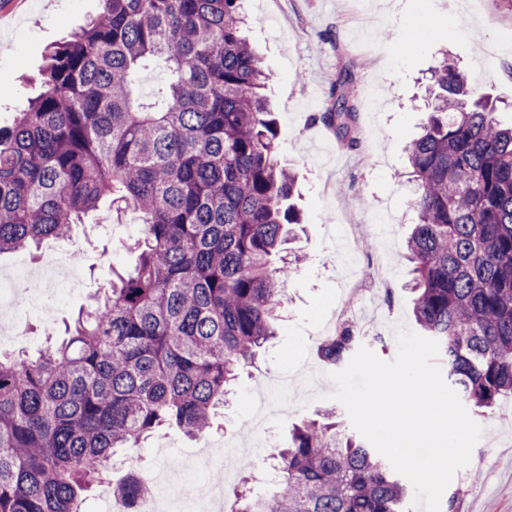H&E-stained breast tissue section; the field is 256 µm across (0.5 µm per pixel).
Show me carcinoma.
I'll use <instances>...</instances> for the list:
<instances>
[{
	"mask_svg": "<svg viewBox=\"0 0 512 512\" xmlns=\"http://www.w3.org/2000/svg\"><path fill=\"white\" fill-rule=\"evenodd\" d=\"M53 46L41 92L0 130V254L70 239L103 207L137 215V263L34 358L0 355V512H78L118 448L176 425L203 435L239 368L275 336L285 254L299 223L277 159L267 75L239 0H102ZM168 79L139 96L142 72ZM434 104L407 149L417 223L407 240L413 313L477 408L512 395V126L443 60ZM318 119L358 146L348 86ZM360 335L318 348L339 367ZM305 421L272 458L270 491L241 486L229 512H403L409 487L340 424ZM129 512L151 488L110 486Z\"/></svg>",
	"mask_w": 512,
	"mask_h": 512,
	"instance_id": "1",
	"label": "carcinoma"
}]
</instances>
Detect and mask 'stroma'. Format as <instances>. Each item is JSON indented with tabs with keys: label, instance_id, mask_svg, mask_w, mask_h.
<instances>
[{
	"label": "stroma",
	"instance_id": "stroma-1",
	"mask_svg": "<svg viewBox=\"0 0 512 512\" xmlns=\"http://www.w3.org/2000/svg\"><path fill=\"white\" fill-rule=\"evenodd\" d=\"M101 8V0H0V128L39 92L47 49ZM241 12L269 77L279 159L296 176L302 217L290 248L303 261L285 285L277 336L240 371L208 437L239 452L238 481L262 492L270 455L287 446L296 424L330 409L348 418L329 397V368L317 354L326 326L356 324L365 347L385 361L397 353L395 326L414 327L406 241L415 212L405 149L425 119L432 70L446 57L498 101L499 120L512 122V9L502 0H242ZM365 25L387 32L383 53L352 40L351 31ZM347 70L360 131L354 149L341 147L316 120ZM101 215L107 227L73 229L93 259L82 288L65 303L50 298L41 311L25 313L28 336L8 352L46 348L97 289L110 285L113 272L134 265V214ZM469 414L483 434L450 484L461 492L455 512H512V397ZM204 441L165 427L135 453L152 469L168 453L203 457Z\"/></svg>",
	"mask_w": 512,
	"mask_h": 512
}]
</instances>
